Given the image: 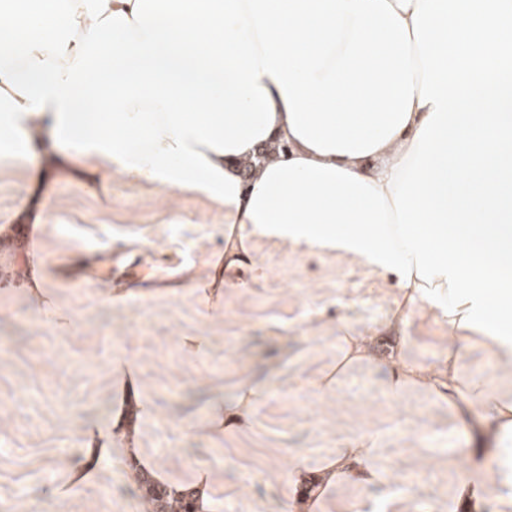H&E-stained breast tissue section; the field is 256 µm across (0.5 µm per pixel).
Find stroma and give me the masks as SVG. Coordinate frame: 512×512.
Returning <instances> with one entry per match:
<instances>
[{
    "instance_id": "stroma-1",
    "label": "stroma",
    "mask_w": 512,
    "mask_h": 512,
    "mask_svg": "<svg viewBox=\"0 0 512 512\" xmlns=\"http://www.w3.org/2000/svg\"><path fill=\"white\" fill-rule=\"evenodd\" d=\"M42 166L0 162V232L42 212L36 283L72 319L59 330L36 317L26 286L0 283V512L50 497L60 512H142L141 490L113 462L89 484L68 486L84 425L112 424L118 358L135 367L151 408L133 419L141 448L178 476L211 468L218 512H283L289 457L318 462L356 431L376 439L380 480L345 486L328 512H502L493 494L456 498L460 474L491 463L493 437L463 430L420 392L392 400L382 364L314 386L336 361L338 323L360 330L387 317L391 278L260 236L244 239L245 257L218 274L227 226L206 197L94 176L75 162L46 178ZM117 244L138 251L150 272L125 281L123 301L109 306L100 291L114 285L106 260ZM200 282L220 290L211 307L196 300ZM404 334L411 358L440 362L448 327L428 305ZM248 373L264 386L252 426L212 430L211 399L234 396Z\"/></svg>"
}]
</instances>
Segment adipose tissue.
I'll return each mask as SVG.
<instances>
[{"label":"adipose tissue","mask_w":512,"mask_h":512,"mask_svg":"<svg viewBox=\"0 0 512 512\" xmlns=\"http://www.w3.org/2000/svg\"><path fill=\"white\" fill-rule=\"evenodd\" d=\"M270 141L277 159L243 178ZM0 146L206 196L230 226L225 257L249 236L363 261L397 283L385 322L419 305L448 324L442 362L391 358L392 397L418 390L463 428L496 433L495 466L462 476L469 501L512 465V389L461 373L464 347L512 369V0H0ZM334 372L376 365L366 336L338 328ZM261 385L246 378L226 423L251 426ZM118 412L92 426L72 468L81 486L112 456L195 512H216L206 467L166 472L127 439ZM379 479L370 438L347 435L318 463L288 461L286 496L302 512Z\"/></svg>","instance_id":"obj_1"}]
</instances>
